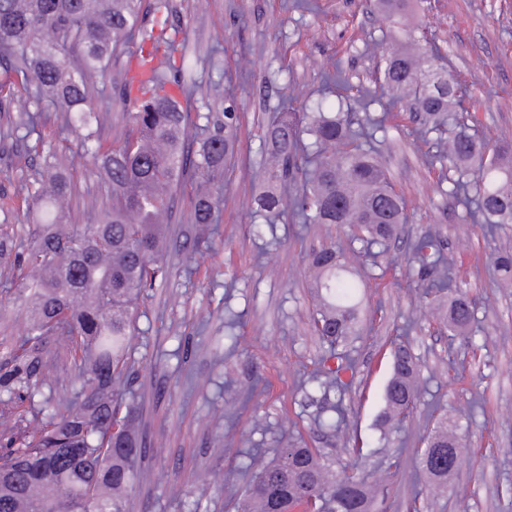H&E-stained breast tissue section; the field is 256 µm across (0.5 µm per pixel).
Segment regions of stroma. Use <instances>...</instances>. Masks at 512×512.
<instances>
[{
	"mask_svg": "<svg viewBox=\"0 0 512 512\" xmlns=\"http://www.w3.org/2000/svg\"><path fill=\"white\" fill-rule=\"evenodd\" d=\"M286 2L171 0L170 22L186 32L191 111L219 116L232 96L243 124L239 154L224 169L218 234L190 223V193L178 191L174 235L200 249L169 250L171 277L140 302L132 386L143 395L150 453L127 512H236L253 465L273 458L285 435L364 477L381 512L412 504L418 512H512V285L490 275L493 259L512 251V224L486 232L454 202L450 182L425 161L433 143L415 139L403 105L375 147L411 221L377 262L346 228L304 226L287 214L270 225L256 216L252 198L262 185L248 169L261 161L267 123L282 109L335 107L371 87L381 60L374 42L393 26L371 0H314L312 12ZM406 22L440 45L471 133L512 146V0H411ZM45 146L65 153L74 176V223H96L110 189L69 131L52 127ZM427 229L454 262L460 294L475 304L468 336L449 338L432 316L435 301L409 274L411 243ZM330 245L365 286L346 344L353 375L343 392L325 396L311 380L325 346L310 329V257ZM26 329L18 289L0 285V358ZM397 338L414 355L424 389L406 421L383 435L376 419ZM259 378L266 393L241 403L237 389ZM338 402L345 422L321 429L317 418ZM433 409L459 420L462 452L447 488L423 493L412 476L436 424ZM390 451L401 454L402 471L389 469Z\"/></svg>",
	"mask_w": 512,
	"mask_h": 512,
	"instance_id": "stroma-1",
	"label": "stroma"
}]
</instances>
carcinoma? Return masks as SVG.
<instances>
[{"mask_svg": "<svg viewBox=\"0 0 512 512\" xmlns=\"http://www.w3.org/2000/svg\"><path fill=\"white\" fill-rule=\"evenodd\" d=\"M142 0H0V98L16 113L0 142L40 153L42 130L51 117L78 131L79 145L111 186V206L96 224H74L77 193L73 177L56 153L41 171L0 201L7 215L17 203L32 221L29 243L13 266L10 284L25 294L26 335L0 360V512H126L148 448L141 430L139 396L121 388L134 375L130 336L142 289L170 275L163 261L171 245L174 201L191 182L192 224L219 223L218 200L224 165L237 153L240 112L228 98L224 119L206 117L194 150L187 130L196 124L176 92L189 91L174 72L176 40L168 35L167 0H158L152 27ZM396 23L386 36L384 65L375 71L380 92L361 90L354 103L364 110L382 103L404 104L416 114L415 134L448 133L430 162L457 173L450 195L473 221L494 229L512 224V148H487L470 134L459 112L458 82L435 65L439 47L426 32L400 27L407 0H374ZM54 31L52 44L42 33ZM134 46L133 74L114 82L131 128L120 139L103 140L111 109L97 106L113 63ZM391 113L365 114L353 127L349 112L283 110L265 131L264 162L249 169L269 188L254 198L269 223L285 207L300 224L346 226L366 254L384 248L409 220L403 196L390 184L371 146ZM312 138L311 168L302 184L296 174ZM413 276L424 296L450 294L448 335H466L475 320L437 236L423 231L411 244ZM311 320L328 343L315 380L327 395L343 391L353 359L343 348L357 324L355 286L333 247L313 253ZM498 280L512 282V252L494 260ZM392 376L384 391L381 427L401 422L422 389L420 369L403 342L392 346ZM80 370V385L59 374L60 389L44 394L41 377L51 359ZM457 423L442 416L420 454V470L438 485L448 483V455H458ZM374 495L352 471L331 472L319 451L284 439L276 459L253 476L238 512H289L297 503L311 512H372Z\"/></svg>", "mask_w": 512, "mask_h": 512, "instance_id": "carcinoma-1", "label": "carcinoma"}]
</instances>
